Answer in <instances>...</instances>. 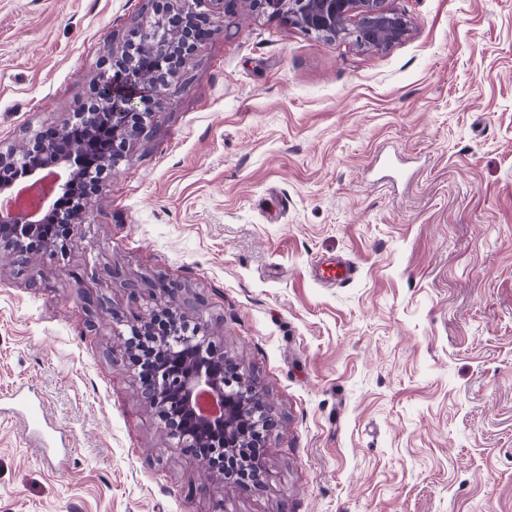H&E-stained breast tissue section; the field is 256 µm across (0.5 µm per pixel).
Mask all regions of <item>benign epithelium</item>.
Wrapping results in <instances>:
<instances>
[{
    "mask_svg": "<svg viewBox=\"0 0 512 512\" xmlns=\"http://www.w3.org/2000/svg\"><path fill=\"white\" fill-rule=\"evenodd\" d=\"M155 16L154 33L159 46L137 55L141 34L134 31L121 54L112 57L111 69L78 112L74 140L65 145L59 134L41 135L0 151V196L15 185L10 170L21 163L32 184H49L39 204L42 219L0 210V263L17 267L47 248L45 222L56 215L54 197L80 194L90 189L85 171L105 153L122 157L129 144L143 132V123L132 119L153 114L179 74L186 56L215 33L208 13L200 10L205 0H150ZM255 10L284 17L308 33L328 38L352 37L362 48L382 49L408 32L407 19L386 5V0H251ZM354 27H349V24ZM149 66L153 80L141 78ZM168 332L152 336L150 325H134L124 344L151 366L142 376L141 393L155 409L176 447L195 456L203 466L200 488L211 492L226 481L224 464L246 448L264 447L273 423L263 414V402L246 377L229 370L224 354L206 338L188 328L184 306L169 304Z\"/></svg>",
    "mask_w": 512,
    "mask_h": 512,
    "instance_id": "7a95c632",
    "label": "benign epithelium"
}]
</instances>
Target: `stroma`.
<instances>
[{
  "instance_id": "1",
  "label": "stroma",
  "mask_w": 512,
  "mask_h": 512,
  "mask_svg": "<svg viewBox=\"0 0 512 512\" xmlns=\"http://www.w3.org/2000/svg\"><path fill=\"white\" fill-rule=\"evenodd\" d=\"M387 5L366 50L207 0L84 223L0 268V512H512V0ZM153 21L0 0V146ZM168 283L276 421L255 488L203 493L141 394L121 337Z\"/></svg>"
}]
</instances>
